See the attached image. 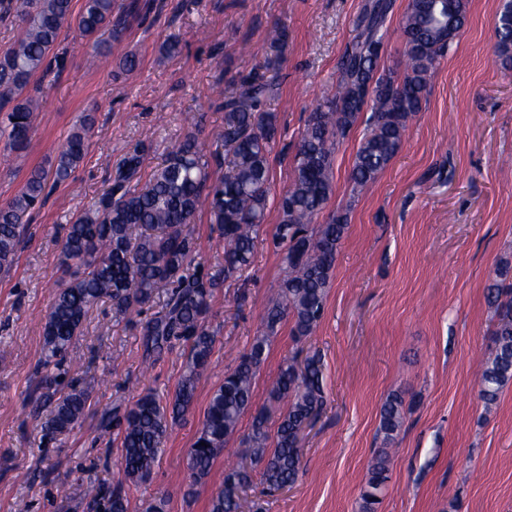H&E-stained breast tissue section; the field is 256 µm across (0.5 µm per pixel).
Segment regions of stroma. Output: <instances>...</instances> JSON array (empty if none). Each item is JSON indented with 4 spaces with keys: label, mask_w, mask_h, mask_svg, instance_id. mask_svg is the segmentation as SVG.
Instances as JSON below:
<instances>
[{
    "label": "stroma",
    "mask_w": 512,
    "mask_h": 512,
    "mask_svg": "<svg viewBox=\"0 0 512 512\" xmlns=\"http://www.w3.org/2000/svg\"><path fill=\"white\" fill-rule=\"evenodd\" d=\"M512 0H467L464 26L433 70L421 108L398 154L369 188L357 192L350 173L367 129L359 117L333 164V193L324 209H348L324 317L297 342L279 327L255 384L265 404L281 364L319 352L325 410L306 431L303 470L287 490L250 491L243 512H359L367 465L389 455L390 478L380 512H512V383L497 403L479 399L478 370L491 347L494 312L486 298L493 270L512 264V63L495 51V23ZM146 15L128 17L103 64L76 28L62 31L61 70L34 82L40 110L23 149L0 143V204L24 185L31 168L48 166L84 114L94 134L71 179L33 211L9 273H0V512H97L84 488L112 485L121 472L115 410L145 392L174 394L187 349L175 341L145 368L141 328L163 299L117 318L110 301L95 307L71 346L82 366L61 377L88 395L85 419L68 435L44 437L42 318L69 274L60 264L64 228L96 205L113 167L133 148L144 154L149 180L169 144L195 134L205 154L223 149L224 112L217 90L277 59L278 93L265 111L278 115L270 154L268 213L253 265L213 291L208 324L215 332L192 408L172 426L148 481L125 486L129 512H209L224 467L242 456L250 417H242L207 479L193 485L187 452L209 401L238 357L263 328L265 307L278 299L284 266L272 235L279 202L294 174L304 123L352 44L365 0H141ZM394 0L383 30L381 73L400 69V18ZM288 31L283 53L270 49L273 25ZM178 52L166 56L168 40ZM135 54L138 67L117 62ZM190 230L198 244L193 268L215 270L223 250L216 225L199 212ZM402 394L406 419L393 442L379 431L388 395Z\"/></svg>",
    "instance_id": "stroma-1"
}]
</instances>
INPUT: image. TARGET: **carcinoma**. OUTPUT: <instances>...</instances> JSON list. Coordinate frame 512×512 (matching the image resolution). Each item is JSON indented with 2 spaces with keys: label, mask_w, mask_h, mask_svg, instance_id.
<instances>
[{
  "label": "carcinoma",
  "mask_w": 512,
  "mask_h": 512,
  "mask_svg": "<svg viewBox=\"0 0 512 512\" xmlns=\"http://www.w3.org/2000/svg\"><path fill=\"white\" fill-rule=\"evenodd\" d=\"M21 34L0 55V139L19 150L33 126L38 99L28 90L38 75L63 60L56 53L62 28L76 25L82 37L102 31H122L124 9L116 0H84L73 15L72 0H19ZM392 0H367L357 22V35L343 54L337 86L309 114L294 156V176L280 202L273 244L283 250L286 275L280 298L265 308V331L254 337L248 353L239 357L212 395L203 426L188 451L193 481H204L224 443L236 433L242 417L253 412L246 453L224 468V483L210 501V512H242L253 473L268 490L294 485L303 456L304 431L327 399L323 363L318 354L300 361L291 356L280 367L270 399L286 408L276 430L269 431L265 408L253 409L256 377L266 350L284 318L293 321L295 336L308 337L320 324L332 285L338 246L348 226L345 209L312 226L333 190V159L340 139L370 111L368 132L354 159L351 180L363 190L371 185L401 148L408 123L420 110L428 77L466 21V0H409L402 16L405 37L403 67L379 73L381 30ZM497 52L512 59V7L496 24ZM278 93V84L253 72L224 96V155L207 157L191 135L167 149L161 166L147 185L138 188L142 151H129L114 168L112 181L98 204L79 213L66 228L63 262L73 268L58 288L43 323L45 382L52 384L67 360L73 339L91 310L105 299L116 314L141 309L163 293V314L144 326L146 359L160 354L174 340L188 344L190 365L171 401L154 394L142 396L116 421L123 457L122 478L112 488L88 483L86 495L106 512H128L123 483L149 477L161 444L176 420L193 403L197 382L206 369L214 343L206 318L213 288L254 261L255 242L268 211L269 155L277 134V115L262 111L263 101ZM94 127L85 115L74 126L49 169H33L22 189L0 205V270L15 263L27 217L46 198L47 180L65 182L83 161ZM224 175H211V161ZM206 209L224 241V264L215 272L183 274L194 259L197 243L188 230ZM509 269L495 271L487 299L495 306V323L488 356L482 361L478 395L486 407L497 402L512 383V282ZM88 393L76 384L56 399L43 425L54 439L70 433L87 415ZM405 419L398 395L386 399L380 411V432L394 440ZM388 481V453L376 455L361 493V512H377Z\"/></svg>",
  "instance_id": "obj_1"
}]
</instances>
